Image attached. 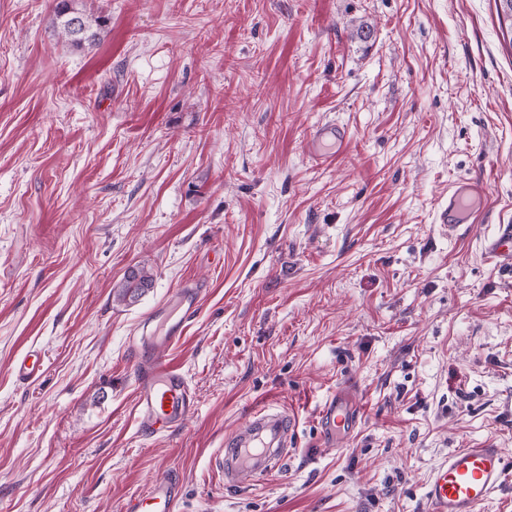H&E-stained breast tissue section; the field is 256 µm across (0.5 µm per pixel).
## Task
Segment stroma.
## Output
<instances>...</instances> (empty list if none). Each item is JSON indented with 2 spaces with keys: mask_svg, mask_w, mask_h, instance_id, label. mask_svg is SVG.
I'll return each instance as SVG.
<instances>
[{
  "mask_svg": "<svg viewBox=\"0 0 512 512\" xmlns=\"http://www.w3.org/2000/svg\"><path fill=\"white\" fill-rule=\"evenodd\" d=\"M0 0V512H122L176 478L183 512H428L456 448L512 455V29L495 0ZM334 121L349 143L313 166ZM475 223L434 222L448 184ZM153 275L132 304L128 269ZM209 288L170 358L198 411L141 432L138 324ZM45 372L18 384L13 361ZM346 390L360 423L324 445ZM299 419L276 472L215 460L249 414ZM73 2L58 0L53 27L59 37L75 47H82L85 43L92 45L100 40L106 30L107 20L99 16L90 20L84 13L72 7ZM348 140L344 127L333 121L322 123L314 129L306 142V155L316 166H329ZM485 198L483 184L477 181L456 180L448 184V203L435 214V224H441L452 233L457 224H472ZM485 254L492 260L512 265V225L503 224L496 237L485 243ZM11 370L18 383L28 385L43 374L44 362L40 353L31 351L15 360Z\"/></svg>",
  "mask_w": 512,
  "mask_h": 512,
  "instance_id": "1",
  "label": "stroma"
}]
</instances>
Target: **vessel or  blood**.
<instances>
[{
  "label": "vessel or blood",
  "mask_w": 512,
  "mask_h": 512,
  "mask_svg": "<svg viewBox=\"0 0 512 512\" xmlns=\"http://www.w3.org/2000/svg\"><path fill=\"white\" fill-rule=\"evenodd\" d=\"M348 143L344 127L328 121L318 125L305 151L317 166L330 165ZM485 198L483 184L456 180L448 185V201L435 214V221L447 230L470 223ZM486 255L501 264L512 265V225H502L496 237L484 247ZM207 288L206 281L188 280L176 289L171 302L159 308L142 326L135 348L137 419L145 433L159 435L178 430L197 410V400L181 368L165 357V350L177 346L185 336L192 317ZM15 380L29 384L40 378L44 362L31 351L11 367ZM359 413L345 391H337L319 412L318 425L330 444L340 443L356 427ZM298 420L288 411L264 407L252 413L246 423L224 439V455L217 463L224 471L226 485H240L245 477L272 472L289 453L288 442ZM508 454L502 448H456L445 463L435 468L426 484L430 512H480L483 505L504 485ZM179 491L169 478L151 483L147 490L128 499L123 512H176Z\"/></svg>",
  "instance_id": "vessel-or-blood-1"
}]
</instances>
